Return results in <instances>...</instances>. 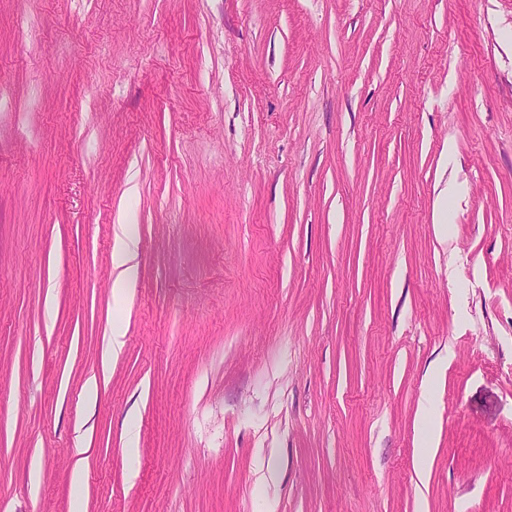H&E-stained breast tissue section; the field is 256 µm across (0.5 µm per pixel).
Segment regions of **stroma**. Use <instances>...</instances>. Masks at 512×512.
<instances>
[{
  "mask_svg": "<svg viewBox=\"0 0 512 512\" xmlns=\"http://www.w3.org/2000/svg\"><path fill=\"white\" fill-rule=\"evenodd\" d=\"M0 512H512V0H0ZM116 267L122 268L115 280L114 291H121L125 284L132 280L137 273L136 244L132 237L126 236L120 241L115 257Z\"/></svg>",
  "mask_w": 512,
  "mask_h": 512,
  "instance_id": "obj_1",
  "label": "stroma"
}]
</instances>
